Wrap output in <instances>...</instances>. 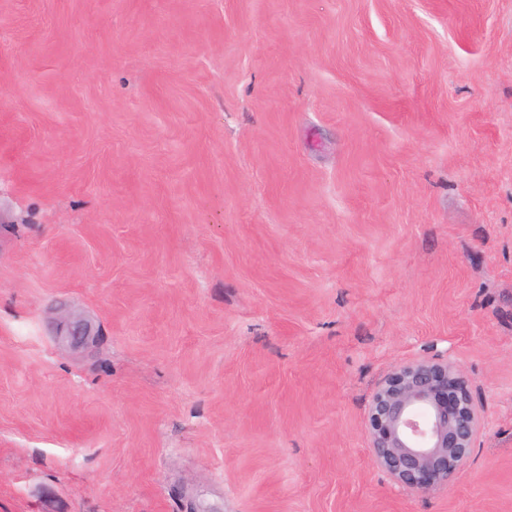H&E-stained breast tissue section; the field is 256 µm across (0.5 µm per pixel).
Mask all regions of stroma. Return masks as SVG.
Here are the masks:
<instances>
[{
	"instance_id": "obj_1",
	"label": "stroma",
	"mask_w": 512,
	"mask_h": 512,
	"mask_svg": "<svg viewBox=\"0 0 512 512\" xmlns=\"http://www.w3.org/2000/svg\"><path fill=\"white\" fill-rule=\"evenodd\" d=\"M420 358L429 493L364 430ZM0 512H512V0H0ZM482 426L461 368L429 359L396 366L374 391L365 421L373 462L421 493L455 481Z\"/></svg>"
}]
</instances>
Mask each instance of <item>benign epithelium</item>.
<instances>
[{
  "label": "benign epithelium",
  "instance_id": "7a95c632",
  "mask_svg": "<svg viewBox=\"0 0 512 512\" xmlns=\"http://www.w3.org/2000/svg\"><path fill=\"white\" fill-rule=\"evenodd\" d=\"M60 332L75 344L89 336L79 321L63 322ZM482 426L461 368L429 359L396 366L374 391L365 421L373 462L421 493L455 481Z\"/></svg>",
  "mask_w": 512,
  "mask_h": 512
}]
</instances>
